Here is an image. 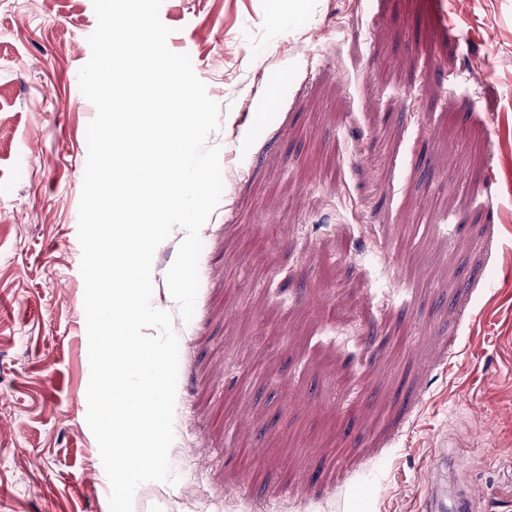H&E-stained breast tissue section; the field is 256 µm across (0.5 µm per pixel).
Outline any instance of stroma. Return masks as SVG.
<instances>
[{
    "mask_svg": "<svg viewBox=\"0 0 512 512\" xmlns=\"http://www.w3.org/2000/svg\"><path fill=\"white\" fill-rule=\"evenodd\" d=\"M160 19L221 109L224 191L191 320L166 283L185 230L154 254L178 481L134 512H421L445 454L473 512H512V0H163ZM96 24L92 0H0V512H110L81 403Z\"/></svg>",
    "mask_w": 512,
    "mask_h": 512,
    "instance_id": "stroma-1",
    "label": "stroma"
}]
</instances>
